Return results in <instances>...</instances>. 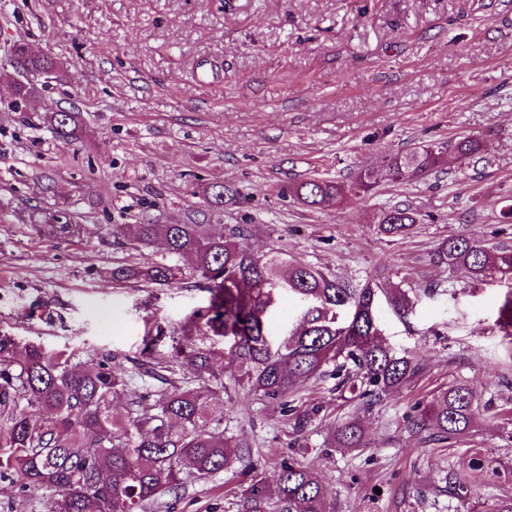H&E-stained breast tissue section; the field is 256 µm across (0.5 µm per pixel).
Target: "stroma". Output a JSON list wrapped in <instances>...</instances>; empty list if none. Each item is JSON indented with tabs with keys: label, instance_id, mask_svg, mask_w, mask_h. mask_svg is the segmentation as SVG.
Wrapping results in <instances>:
<instances>
[{
	"label": "stroma",
	"instance_id": "1",
	"mask_svg": "<svg viewBox=\"0 0 512 512\" xmlns=\"http://www.w3.org/2000/svg\"><path fill=\"white\" fill-rule=\"evenodd\" d=\"M17 42L57 72L14 71ZM19 80L37 88L23 105ZM71 109L82 133L66 141L43 117ZM464 135L483 137L485 158L452 157L444 173L319 210L286 192ZM214 183L235 200L210 207ZM396 203L422 221L389 243L374 226ZM510 203L512 0H0V332L89 364L138 358L155 333L154 356L170 355L208 294L185 259L173 284L113 281V267L170 260L162 243L113 238V225L144 217L219 233L243 224L257 250L414 289L408 313L379 306L388 344L425 355L414 383L368 409L328 376L285 405L221 393L224 433L248 443L251 464L193 483L172 512H239L253 476L274 483L288 461L320 478L326 512H495L512 497V346L495 324L505 290L464 287L425 260L456 234L512 245V224L498 221ZM55 224L80 232L59 236ZM452 382L495 413L442 445L406 428ZM349 418L364 447H325ZM54 501L0 481V512H52Z\"/></svg>",
	"mask_w": 512,
	"mask_h": 512
}]
</instances>
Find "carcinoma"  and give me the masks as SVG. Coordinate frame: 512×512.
Here are the masks:
<instances>
[{"label":"carcinoma","instance_id":"cac0c4a2","mask_svg":"<svg viewBox=\"0 0 512 512\" xmlns=\"http://www.w3.org/2000/svg\"><path fill=\"white\" fill-rule=\"evenodd\" d=\"M14 56L20 71H50L54 61L33 54L21 43ZM54 134L75 139L80 113L50 112ZM458 159L483 158L484 142L465 136L443 151L435 142L406 153H390L379 168L359 170L345 183L326 177L295 182L288 192L299 205L320 209L330 202L372 195L383 181L408 184L438 172L447 153ZM207 200L222 206L235 190L215 183ZM418 214L406 204L381 211L377 232L388 241L415 233ZM114 237L141 246L162 241L169 254L191 262L205 282L208 305L183 326L185 343L168 356V366L186 363L196 379L164 382L145 392H129L128 370L112 354L92 365L74 364L64 352L40 344L19 345L0 337V479H16L25 488L50 490L55 512H159L167 498L187 486L243 461L224 436V415L212 399L224 379L261 400H282L311 378L336 376L366 406L390 390L411 383L420 373L419 353L398 354L382 340L375 277L355 285L336 275L270 252L260 254L247 242L245 229L230 237L214 235L206 224H156L147 219L113 226ZM429 262L459 271L466 287L496 282L506 288L499 331L512 337V246H488L466 235L443 239ZM176 264L143 262L112 270L117 282L176 283ZM412 289L403 283L384 291L397 312L413 308ZM304 305L296 325L270 339L269 323L280 297ZM224 338L220 352L194 347L198 333ZM130 393L126 414L113 413L115 397ZM481 393L458 382L439 390L417 407L407 423L432 427L440 439L469 433L479 417ZM359 421L333 428L330 448H358ZM326 489L312 471L284 463L275 484L254 481L241 512H325Z\"/></svg>","mask_w":512,"mask_h":512}]
</instances>
